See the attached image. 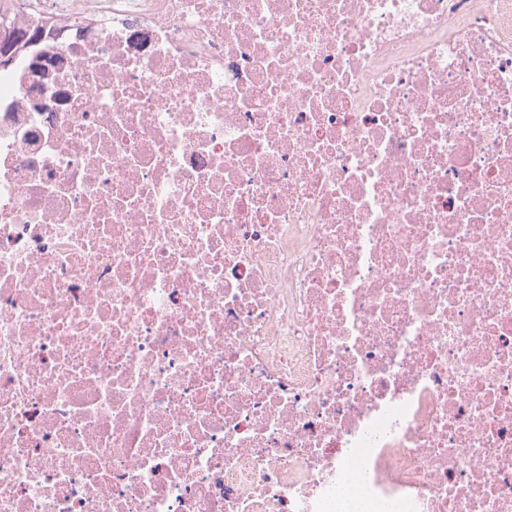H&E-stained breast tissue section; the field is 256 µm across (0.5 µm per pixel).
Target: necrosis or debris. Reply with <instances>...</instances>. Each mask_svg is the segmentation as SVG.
Listing matches in <instances>:
<instances>
[{
    "instance_id": "4bbe7bcc",
    "label": "necrosis or debris",
    "mask_w": 512,
    "mask_h": 512,
    "mask_svg": "<svg viewBox=\"0 0 512 512\" xmlns=\"http://www.w3.org/2000/svg\"><path fill=\"white\" fill-rule=\"evenodd\" d=\"M0 14V512H512V0Z\"/></svg>"
}]
</instances>
